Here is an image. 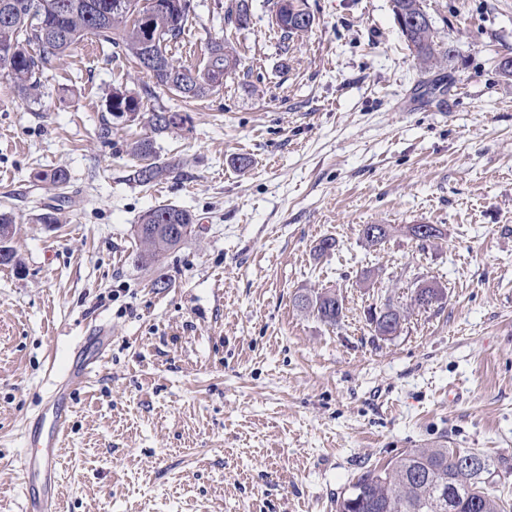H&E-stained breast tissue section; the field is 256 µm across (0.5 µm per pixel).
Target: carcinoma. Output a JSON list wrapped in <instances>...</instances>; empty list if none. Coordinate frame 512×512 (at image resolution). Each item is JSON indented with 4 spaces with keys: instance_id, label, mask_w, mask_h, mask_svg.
Wrapping results in <instances>:
<instances>
[{
    "instance_id": "1",
    "label": "carcinoma",
    "mask_w": 512,
    "mask_h": 512,
    "mask_svg": "<svg viewBox=\"0 0 512 512\" xmlns=\"http://www.w3.org/2000/svg\"><path fill=\"white\" fill-rule=\"evenodd\" d=\"M141 0H0V54L12 52L11 68L3 71L18 92L26 98L41 95L43 75L56 68L85 40L96 39L112 49L113 57L122 56L141 68L145 56L154 50L166 55L165 63L147 74L158 86L173 91L186 100L203 98L224 84V76L239 66L237 50L224 39H207V58L198 69L176 63L172 47L181 42L184 28L194 13L193 0H164V6L150 13L140 24H131L128 10ZM273 24L282 36L291 39L303 27L296 18L310 15L304 0H275ZM394 16H419L421 25L401 30L412 47L419 65L430 70L453 49H438L434 27L420 6V0H393ZM112 115L140 110L139 99L123 92H114L109 99ZM130 153L138 159L129 180L148 186L166 179L174 170L170 162L155 158L154 141H135ZM34 184L45 190H55L68 181L63 169L37 172ZM195 216L187 209L172 204L159 205L139 220L135 230L139 248L135 262L143 267L155 264L160 256L173 251L184 238L173 236L175 226L193 227ZM425 227L428 234L420 235ZM396 228L380 227L379 235L371 238L362 228L365 245L383 244ZM406 233L424 244L442 236L440 228L428 224L406 226ZM344 297L334 291H324L312 297L302 295L299 303L313 310L329 325L343 318ZM406 320L404 308L387 298L368 310V323L382 327L383 320ZM462 456L449 448H411L379 469L361 473L348 491L336 499V512H507L506 499L488 489L491 470L465 471L456 460Z\"/></svg>"
}]
</instances>
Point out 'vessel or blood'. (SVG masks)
I'll list each match as a JSON object with an SVG mask.
<instances>
[{
	"mask_svg": "<svg viewBox=\"0 0 512 512\" xmlns=\"http://www.w3.org/2000/svg\"><path fill=\"white\" fill-rule=\"evenodd\" d=\"M62 399V392L52 391L47 403L26 425L30 450L20 462L25 486L24 512H60L61 488L56 465L68 420L60 406Z\"/></svg>",
	"mask_w": 512,
	"mask_h": 512,
	"instance_id": "obj_1",
	"label": "vessel or blood"
}]
</instances>
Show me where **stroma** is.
I'll use <instances>...</instances> for the list:
<instances>
[{
	"label": "stroma",
	"mask_w": 512,
	"mask_h": 512,
	"mask_svg": "<svg viewBox=\"0 0 512 512\" xmlns=\"http://www.w3.org/2000/svg\"><path fill=\"white\" fill-rule=\"evenodd\" d=\"M193 2L176 60L201 67L210 34L240 53L204 98L90 40L38 101L0 74V211L22 261L0 266V512H23L25 422L102 324L67 398L61 512H336L367 468L433 446L487 457L512 501V0H423L452 49L427 73L392 0H305L313 26L290 40L274 0H247L243 28L225 20L237 0ZM116 88L136 117L109 112ZM161 108L188 121L154 136L176 168L142 187L128 146ZM55 168L47 224L32 175ZM161 204L196 228L143 268L135 227ZM365 224L398 232L372 250ZM410 224L443 235L423 245ZM421 280L442 300L375 336L369 308ZM327 290L345 298L335 326L298 304Z\"/></svg>",
	"instance_id": "35a3bbf8"
}]
</instances>
